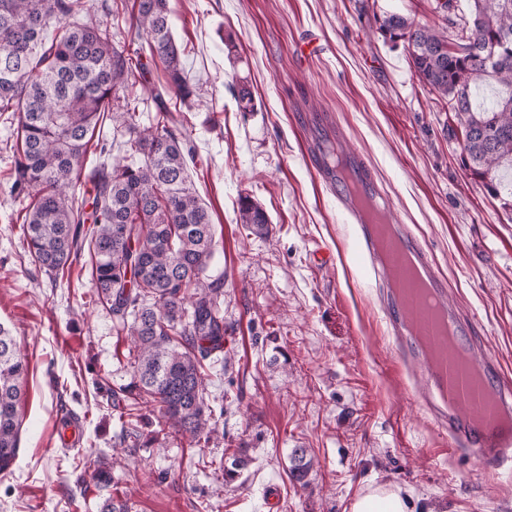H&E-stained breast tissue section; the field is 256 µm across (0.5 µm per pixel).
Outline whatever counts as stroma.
<instances>
[{
    "label": "stroma",
    "mask_w": 512,
    "mask_h": 512,
    "mask_svg": "<svg viewBox=\"0 0 512 512\" xmlns=\"http://www.w3.org/2000/svg\"><path fill=\"white\" fill-rule=\"evenodd\" d=\"M172 32L203 90L184 108L196 158L189 177L215 225L209 273L224 278V360L209 370L224 415L207 442H152L121 462L114 388L132 380L128 341L91 302L85 269L72 285L30 262L10 191L17 117L0 114V321L29 361L16 463L0 472V512H351L368 489L400 491L410 512H512V454L479 461L451 446L408 381L388 333L378 281L335 193L308 153L337 140L362 155L380 191L428 251L478 357L512 381V208L463 165L456 121L413 74L404 46L374 19L398 12L434 24L433 0H172ZM254 108L237 109L240 87ZM250 195L270 235L238 222ZM79 446L54 444L66 415ZM314 466L289 473L293 449ZM103 450L108 484L84 475ZM232 451L233 478L210 467ZM142 469L162 486L136 481Z\"/></svg>",
    "instance_id": "1"
}]
</instances>
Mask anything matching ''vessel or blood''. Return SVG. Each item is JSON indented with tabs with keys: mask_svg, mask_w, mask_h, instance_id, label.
I'll list each match as a JSON object with an SVG mask.
<instances>
[{
	"mask_svg": "<svg viewBox=\"0 0 512 512\" xmlns=\"http://www.w3.org/2000/svg\"><path fill=\"white\" fill-rule=\"evenodd\" d=\"M347 159L350 173L346 176L325 158L312 168L320 182L335 188L336 198L349 216L360 213L362 200L378 205L380 222L391 225L414 273L429 290V303L407 298L405 280L389 260H382L378 273L387 317L407 368L421 377L430 407L459 446L480 458L511 454L512 384L500 378L492 363L473 353L465 338L466 324L450 305L445 285L425 249L399 224L362 158L351 153Z\"/></svg>",
	"mask_w": 512,
	"mask_h": 512,
	"instance_id": "b4317fda",
	"label": "vessel or blood"
}]
</instances>
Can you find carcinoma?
<instances>
[{"mask_svg": "<svg viewBox=\"0 0 512 512\" xmlns=\"http://www.w3.org/2000/svg\"><path fill=\"white\" fill-rule=\"evenodd\" d=\"M80 0H0V113L18 114L12 192L30 198L23 233L31 262L58 278L83 253L96 302L128 336L133 380L112 391V407L134 414L146 401L164 438L201 442L224 409L208 404L205 361L224 353V281L206 274L213 255L211 215L189 180L193 156L160 93L152 123L137 119L138 98L113 103L119 88L143 84L142 55L162 64L166 87L185 103L199 95L188 80L171 31L170 0H134L128 35L112 25L75 19ZM442 24L400 13L375 17L384 41L407 46L419 81L446 101L461 126L466 169L504 190L512 169V0H435ZM113 139L94 140L105 117ZM118 144L121 156L112 155ZM93 153L99 162L87 165ZM91 185L75 201V181ZM239 223L269 233L270 218L249 196ZM28 359L0 323V472L18 457ZM313 457L297 448L302 479Z\"/></svg>", "mask_w": 512, "mask_h": 512, "instance_id": "obj_1", "label": "carcinoma"}]
</instances>
